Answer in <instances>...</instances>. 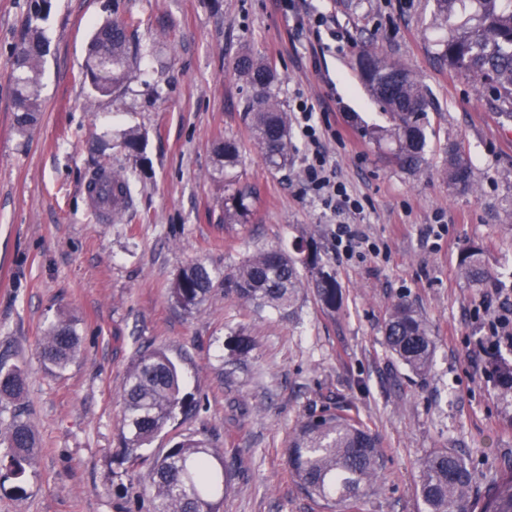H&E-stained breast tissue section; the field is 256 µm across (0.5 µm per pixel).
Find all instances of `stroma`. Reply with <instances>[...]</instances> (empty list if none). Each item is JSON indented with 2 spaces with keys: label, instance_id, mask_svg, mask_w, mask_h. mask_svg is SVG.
Returning <instances> with one entry per match:
<instances>
[{
  "label": "stroma",
  "instance_id": "1",
  "mask_svg": "<svg viewBox=\"0 0 512 512\" xmlns=\"http://www.w3.org/2000/svg\"><path fill=\"white\" fill-rule=\"evenodd\" d=\"M433 0H305L327 31H300L281 0H48L42 116L13 127L21 35L30 0H0V360L27 375L20 398L0 400V420L22 414L39 445L24 480L0 472V512H152L144 484L154 457L194 436L235 458L220 512H322L287 463L301 420L344 407L386 451L378 487L335 512H425L416 493L422 460L458 452L486 489L512 469V390L495 369L512 347L486 348L496 319L512 310V121L433 57L424 27ZM143 21L144 54L123 93L92 100L85 77L93 27L106 17ZM403 59L431 97L425 163L412 175L383 161L364 137L385 124L356 70L365 45ZM272 62L285 109L304 98L329 128L336 178L363 209L353 216L373 251L343 255L334 213L301 183L303 141L286 169L269 170L244 119L250 86L233 70L242 52ZM136 131L142 149L122 145ZM236 140L242 174L260 197L244 224L224 221V179L214 146ZM464 146L473 190L442 174L449 142ZM131 174L135 219L99 220L85 194L98 163ZM313 236L336 271L339 309L313 297L290 318L245 312L223 289L188 313L169 288L200 261L232 273L254 250ZM475 245L494 275L469 287L460 255ZM408 300L435 341L429 369L414 373L385 343L393 304ZM66 315L81 338L61 373L43 366L39 343ZM245 329L248 357L225 342ZM163 348L179 366L189 409L139 460L119 439L121 397L138 352Z\"/></svg>",
  "mask_w": 512,
  "mask_h": 512
}]
</instances>
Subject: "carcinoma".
<instances>
[{"label":"carcinoma","instance_id":"cac0c4a2","mask_svg":"<svg viewBox=\"0 0 512 512\" xmlns=\"http://www.w3.org/2000/svg\"><path fill=\"white\" fill-rule=\"evenodd\" d=\"M428 28L441 33L431 48L448 72L460 76L489 95L499 115L512 120V0H434ZM141 21L130 15L96 28L89 44L87 72L95 99L119 93L130 78L131 66L141 51ZM48 45L35 27L25 35L17 52L16 69L10 76L15 90L14 126L27 132L38 120L40 76ZM362 82L386 111L388 126H373L363 133L382 149L385 159L415 174L425 162L429 125V94L413 69L373 51L357 61ZM238 75L253 92L246 117L252 138L264 164L278 171L291 157L288 113L274 86L275 67L242 54L236 60ZM224 172V223L239 224L251 212L255 186L242 181L239 145L224 141L218 153ZM444 176L455 189L471 188L470 161L461 144H448ZM112 217L125 213L130 202L131 180L114 171L105 180ZM460 266L470 285L483 286L491 273L482 250L469 246L461 253ZM214 288L235 295L241 305L271 309L291 317L299 301L313 293L320 305L334 311L341 302L336 273L323 259L314 239L302 237L293 251L260 249L249 255L231 274L217 275L202 263H192L178 273L170 295L184 311L200 310ZM385 341L391 352L416 373L432 361L434 342L424 316L407 300L395 303L385 324ZM79 336L74 322L61 317L46 328L41 342L43 363L59 372L75 360ZM227 347L240 357L253 349L250 337L238 332ZM22 369L0 360V398L23 393ZM183 380L176 364L161 349L138 353L122 390L120 438L128 458H140L139 450L152 442L186 407ZM0 467L16 479L37 447L30 424L16 414L0 426ZM384 462L379 439L345 409L311 415L296 430L288 448V465L299 489L323 509L338 502L354 505L375 490ZM232 461L201 439L184 438L157 456L148 475L146 491L155 512H219L230 490ZM474 476L454 450L437 448L422 461L417 491L426 512H512V471L491 490L473 489Z\"/></svg>","mask_w":512,"mask_h":512}]
</instances>
